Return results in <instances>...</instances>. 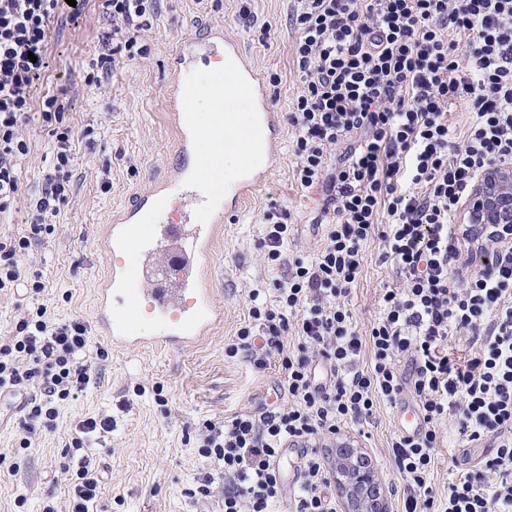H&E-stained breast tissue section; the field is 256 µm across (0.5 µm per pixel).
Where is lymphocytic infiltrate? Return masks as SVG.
<instances>
[{"label": "lymphocytic infiltrate", "mask_w": 512, "mask_h": 512, "mask_svg": "<svg viewBox=\"0 0 512 512\" xmlns=\"http://www.w3.org/2000/svg\"><path fill=\"white\" fill-rule=\"evenodd\" d=\"M68 9L66 0H0V213L22 187L20 165L30 151L23 125L34 106L42 108L52 153L29 195L27 232L0 236V292L26 283L43 291L18 257L54 232L52 219L72 192L68 91L34 97L50 26ZM155 10L156 0H104L109 28L84 64L85 87L101 88L121 60L147 54L141 34ZM290 22L302 79L287 113L293 177L301 187H321L333 222L321 251L290 258V212H264L259 247L282 274L271 289L251 290L248 320L224 355L258 370L280 355L288 398L204 420L199 452L213 471L185 494L206 502L219 484L223 512H275L284 489L281 451L296 446L304 456L293 512H336L324 449L335 447L346 425L372 421L377 400L408 393L424 428L392 443L393 469L408 489L401 512H512V243L484 237L479 247L491 262L470 271L464 232L448 221L486 166L512 161V0H298ZM454 103L469 114L460 133L448 122ZM339 145L345 151L330 166ZM375 235L400 285L385 289L380 317L362 332L349 296ZM458 335L475 347L463 364L443 352ZM88 346L83 321L57 322L42 304L0 340V396L24 397L21 448L55 429L60 405L89 385ZM405 359L406 374L399 370ZM449 419L463 447L485 454L475 463L454 460L442 494L430 472L438 429ZM111 430L108 416L75 428L66 450L76 460L71 512H89L98 498L99 468L82 450Z\"/></svg>", "instance_id": "lymphocytic-infiltrate-1"}]
</instances>
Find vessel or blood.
Masks as SVG:
<instances>
[{
  "mask_svg": "<svg viewBox=\"0 0 512 512\" xmlns=\"http://www.w3.org/2000/svg\"><path fill=\"white\" fill-rule=\"evenodd\" d=\"M201 43L219 46L226 66L212 73L210 85L219 97L250 99L255 124L249 139L259 146L260 157H245L239 175L224 185L214 184L206 172H192L190 160L203 126L189 116L198 94L194 83L173 78L167 110L177 132L179 165L144 195L135 197L111 224L102 245L110 256V271L97 291L96 325L116 350L149 346L184 348L206 336L221 316L209 284L208 259L225 219L233 217L253 191L264 184L281 159L282 128L279 112L269 105L263 73L249 63L240 41L224 37L219 26L197 20ZM182 190L195 202L188 225H143L140 209L173 190ZM177 250L178 261L155 288L144 289L152 269V253L160 242ZM402 435L416 436L422 427L419 411L411 405L398 411Z\"/></svg>",
  "mask_w": 512,
  "mask_h": 512,
  "instance_id": "1",
  "label": "vessel or blood"
}]
</instances>
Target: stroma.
I'll return each instance as SVG.
<instances>
[{
	"label": "stroma",
	"instance_id": "1",
	"mask_svg": "<svg viewBox=\"0 0 512 512\" xmlns=\"http://www.w3.org/2000/svg\"><path fill=\"white\" fill-rule=\"evenodd\" d=\"M294 6V0H252L258 25L270 27L262 43L256 27L240 17L239 0H158L157 16L144 34L149 55L117 66L97 99L85 90L81 68L108 28L101 0H83L76 13L51 28L49 66L37 93L70 90L68 119L79 135L76 176L70 199L54 220V234L20 259L24 267L40 273L45 290L35 299L22 292L0 295V338L10 336L14 323L39 302L57 321L83 320L92 328L91 382L78 398L61 406L56 429L38 434L30 448H19L13 420L0 421V512H43L48 504L54 512H71L69 476L62 469L66 444L77 421L104 415L111 416L112 431L87 450L101 473L93 512H217L219 500L201 504L184 494L211 470L198 451L199 422L283 402L285 373L278 357L259 371L249 362L225 357L224 345L248 319L251 290L269 287L280 275L257 247L270 205L291 214L294 233L288 255L309 256L324 244V194L295 182L291 130L283 132L280 165L242 211L224 222L223 235L213 247L211 284L224 320L202 342L185 349L112 350L93 329V290L109 264L97 243L113 212L147 193L154 177L178 162L165 103L173 78L170 56L187 50L192 73L211 60L192 45V21L202 18L222 26L225 36L246 46L249 59L265 76H278L269 98L284 113L302 88L293 64L297 33L289 15ZM102 98L111 102V110L99 106ZM89 126L95 129L90 143L81 137ZM24 132L30 153L21 169L22 192L0 215L1 235L26 232L31 220L28 194L40 183L50 153L39 112H31ZM383 250L381 239H370L352 287L353 317L362 331L378 317L383 290L398 285L390 265L380 259ZM398 409L395 403H379L373 423L340 432L341 439L371 457L389 486L397 481L391 443L398 435Z\"/></svg>",
	"mask_w": 512,
	"mask_h": 512
}]
</instances>
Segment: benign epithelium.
<instances>
[{
	"instance_id": "1",
	"label": "benign epithelium",
	"mask_w": 512,
	"mask_h": 512,
	"mask_svg": "<svg viewBox=\"0 0 512 512\" xmlns=\"http://www.w3.org/2000/svg\"><path fill=\"white\" fill-rule=\"evenodd\" d=\"M463 223L479 232L493 230L512 241V165L494 163L472 185L463 208ZM360 449L338 445L334 477L348 503V512H387L380 489L384 488L374 468L362 462Z\"/></svg>"
}]
</instances>
